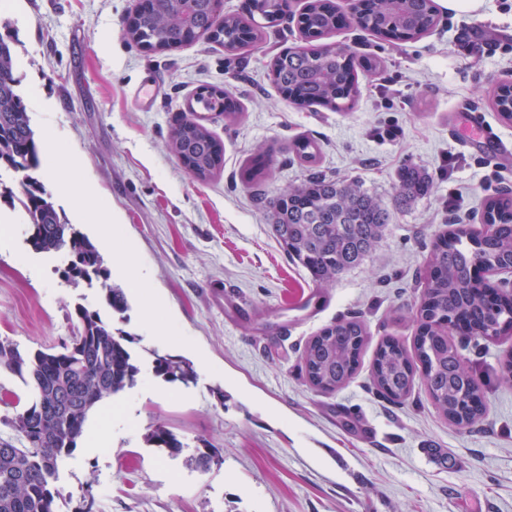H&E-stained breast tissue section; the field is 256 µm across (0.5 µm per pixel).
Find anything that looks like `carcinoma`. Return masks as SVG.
Wrapping results in <instances>:
<instances>
[{"label": "carcinoma", "mask_w": 512, "mask_h": 512, "mask_svg": "<svg viewBox=\"0 0 512 512\" xmlns=\"http://www.w3.org/2000/svg\"><path fill=\"white\" fill-rule=\"evenodd\" d=\"M223 0H140L132 16L129 37L151 51H166L199 40L226 51L243 50L261 40L247 19L221 15ZM288 0H262L265 17L275 21L288 13ZM354 22L364 30L386 32L398 41H411L434 24V0H358ZM342 15L334 0H309L299 24L305 37L321 38L339 27ZM17 54L0 38V169L26 173L22 197L33 250L67 255L65 278L74 284L101 281L107 305L117 314L128 309L122 288L107 283L99 248L57 211L44 185L30 172L41 165L27 104L20 93ZM272 81L286 98L300 106L321 105L336 112L349 109L360 94L356 69L341 48H290L271 63ZM502 115H512V84L494 92ZM189 105L200 112L241 111L233 93L223 98L195 93ZM170 149L187 157L193 175L207 178L221 170L224 147L203 125L189 119L170 134ZM398 200L408 202L432 187L428 173L406 165L398 175ZM264 204L280 246L297 260L319 288L361 265L375 250L391 213L376 196L355 180H339L315 171L299 184ZM490 233L464 224L439 235L431 244L425 287L416 314L413 354L395 337L378 344L371 375L376 388L393 401L405 399L421 375L434 405L459 426H470L486 412L481 384L450 336L457 332L493 339L512 331V298L490 281L477 284L479 268L512 267V196L500 193L484 207ZM77 330L60 350H22L0 340V370L30 387L32 400L11 420L14 436L0 438V512H57L53 482L60 463L83 437L90 411L105 397L134 387L141 370L129 350L130 335L114 331L99 313L76 309ZM367 337L355 318L338 320L306 344L302 359L308 382L332 392L356 374ZM153 373L169 383L189 385L197 373L190 362L172 355H155ZM78 404L69 411L59 405L68 398ZM147 445L178 455L185 448L180 435L158 421L144 436ZM214 462L208 447L197 449L190 466L206 471Z\"/></svg>", "instance_id": "obj_1"}]
</instances>
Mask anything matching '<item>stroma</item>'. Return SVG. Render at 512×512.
Masks as SVG:
<instances>
[{"label":"stroma","mask_w":512,"mask_h":512,"mask_svg":"<svg viewBox=\"0 0 512 512\" xmlns=\"http://www.w3.org/2000/svg\"><path fill=\"white\" fill-rule=\"evenodd\" d=\"M307 3L290 0L278 25L234 53L201 41L142 49L124 26L136 0H17L0 11L37 138L53 136L73 176L94 187L135 246L131 264L149 270L162 300L152 325L134 294L124 315L113 314L100 286L63 277L62 254L34 252L23 208L0 201L14 239L0 253V339L23 350L60 347L83 306L132 335L141 369L119 395L131 415L110 417L111 447L78 442L62 465L58 512H512V384L499 380L512 335L453 338L482 382L486 412L470 427L449 421L423 380L396 403L371 377L383 337L413 346L432 241L455 218L482 230L486 200L512 190V122L493 103L495 88L512 82V0H484L476 15L438 8L435 25L409 42L352 24L319 39L376 64L359 69L360 95L342 112L298 107L269 77L276 54L304 44L298 17ZM224 85L243 110L205 116L224 165L201 179L171 151L170 133L189 119L200 87ZM466 103L506 152L449 136V125L463 127ZM390 128L398 139L386 137ZM302 138L317 146L315 165L293 149ZM262 149L270 162L253 187L243 171ZM405 164L424 169L433 187L401 204ZM313 170L359 181L391 213L370 257L326 290L288 258L260 199ZM352 317L368 333L357 373L336 391L317 390L304 374V347ZM158 353L210 368L194 384L168 383L152 371ZM157 421L190 446L206 441L217 463L200 471L149 447L144 435Z\"/></svg>","instance_id":"stroma-1"}]
</instances>
